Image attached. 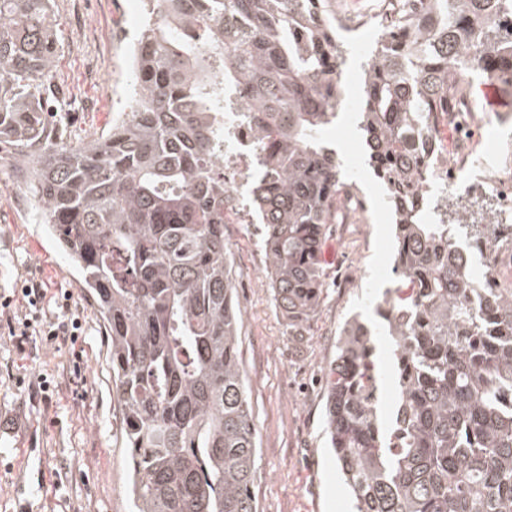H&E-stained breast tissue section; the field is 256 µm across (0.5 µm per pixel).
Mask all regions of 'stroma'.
I'll use <instances>...</instances> for the list:
<instances>
[{
	"instance_id": "1",
	"label": "stroma",
	"mask_w": 512,
	"mask_h": 512,
	"mask_svg": "<svg viewBox=\"0 0 512 512\" xmlns=\"http://www.w3.org/2000/svg\"><path fill=\"white\" fill-rule=\"evenodd\" d=\"M60 41L45 81L56 104L51 124L78 144L105 134L112 115L128 111L129 45L141 19V0H52ZM376 31L345 33V94L323 132L339 160L354 158L349 183L366 205L350 223L330 227L325 289L307 343L294 347L268 286V262L257 225L228 224L224 238L241 310L240 369L257 431L252 493L258 512H350L336 460L326 446L322 381L336 357L345 323L374 319L391 274L393 230L386 191L367 163L359 128L360 82ZM505 107H484L477 161L494 162V147L512 148V86ZM35 162L0 151V292L35 278L50 291H68L85 329L75 347L31 337L18 352L0 331V512H132L123 450V411L113 393L106 326L76 268L42 220ZM353 266L357 282L340 288L336 272ZM56 385L51 402L34 386Z\"/></svg>"
}]
</instances>
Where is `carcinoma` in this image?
Instances as JSON below:
<instances>
[{
	"label": "carcinoma",
	"instance_id": "carcinoma-1",
	"mask_svg": "<svg viewBox=\"0 0 512 512\" xmlns=\"http://www.w3.org/2000/svg\"><path fill=\"white\" fill-rule=\"evenodd\" d=\"M380 32L360 89L368 164L395 220L410 304L378 306L399 399L390 424L371 329L343 328L325 433L354 512H512V288L487 287L512 224L448 223L424 152L469 73L512 84V0H418ZM336 0H143L129 112L71 145L42 90L58 57L50 0H0V150L37 157L44 223L91 289L111 342L135 512H257L256 428L238 361L241 310L224 242V85L262 153L249 197L268 286L299 347L324 292L321 246L345 174L321 129L345 64Z\"/></svg>",
	"mask_w": 512,
	"mask_h": 512
}]
</instances>
